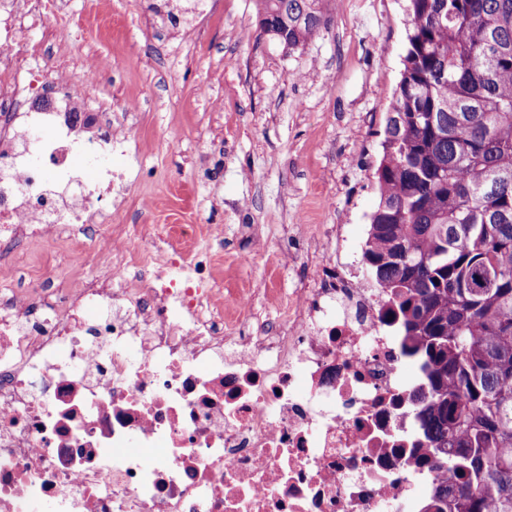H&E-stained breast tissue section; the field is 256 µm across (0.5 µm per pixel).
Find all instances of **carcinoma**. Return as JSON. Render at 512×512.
<instances>
[{
    "instance_id": "cac0c4a2",
    "label": "carcinoma",
    "mask_w": 512,
    "mask_h": 512,
    "mask_svg": "<svg viewBox=\"0 0 512 512\" xmlns=\"http://www.w3.org/2000/svg\"><path fill=\"white\" fill-rule=\"evenodd\" d=\"M326 4L256 0L261 33L303 48ZM405 11L366 270L428 378L417 419L441 478L421 512H512V0Z\"/></svg>"
}]
</instances>
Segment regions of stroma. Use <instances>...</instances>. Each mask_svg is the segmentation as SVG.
<instances>
[{
	"label": "stroma",
	"instance_id": "stroma-1",
	"mask_svg": "<svg viewBox=\"0 0 512 512\" xmlns=\"http://www.w3.org/2000/svg\"><path fill=\"white\" fill-rule=\"evenodd\" d=\"M176 0H73L67 29L29 38L59 68L109 55L105 107L135 100L132 141L157 178L132 186L129 224H220L216 275L275 320L274 289L314 287L337 240H366L379 202L373 170L401 78L405 0H329V23L285 52L261 34L253 0H209L199 26L171 20ZM155 202L141 208L142 198ZM33 270L72 273L64 247L22 243Z\"/></svg>",
	"mask_w": 512,
	"mask_h": 512
}]
</instances>
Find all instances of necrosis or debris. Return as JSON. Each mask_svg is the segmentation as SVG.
<instances>
[{"label": "necrosis or debris", "instance_id": "obj_1", "mask_svg": "<svg viewBox=\"0 0 512 512\" xmlns=\"http://www.w3.org/2000/svg\"><path fill=\"white\" fill-rule=\"evenodd\" d=\"M71 2L0 0V512H409L439 479L427 379L402 376L361 243L262 324L217 282L222 225L131 224L98 248L104 192L122 209L145 168L90 103L111 58L50 81V53L31 61L29 32ZM24 241L75 248L82 278L32 276L8 258Z\"/></svg>", "mask_w": 512, "mask_h": 512}]
</instances>
